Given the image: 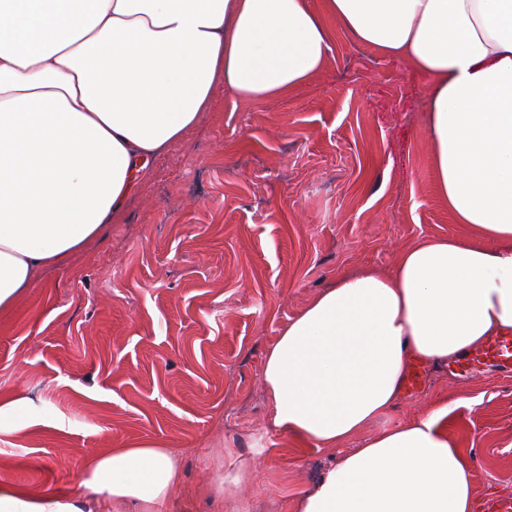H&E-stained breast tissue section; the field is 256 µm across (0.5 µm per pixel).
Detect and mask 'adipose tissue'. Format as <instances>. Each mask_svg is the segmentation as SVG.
Returning a JSON list of instances; mask_svg holds the SVG:
<instances>
[{"instance_id": "1", "label": "adipose tissue", "mask_w": 512, "mask_h": 512, "mask_svg": "<svg viewBox=\"0 0 512 512\" xmlns=\"http://www.w3.org/2000/svg\"><path fill=\"white\" fill-rule=\"evenodd\" d=\"M338 27L423 81L437 193L466 231L345 274L289 318L263 364L269 422L337 453L295 512H476L447 399L358 435L410 360L438 369L512 335V0H0V316L121 215L221 91L287 99ZM180 483L173 450L124 445L67 494L1 480L0 512H161Z\"/></svg>"}]
</instances>
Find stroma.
<instances>
[{
  "label": "stroma",
  "instance_id": "stroma-1",
  "mask_svg": "<svg viewBox=\"0 0 512 512\" xmlns=\"http://www.w3.org/2000/svg\"><path fill=\"white\" fill-rule=\"evenodd\" d=\"M440 202L424 90L407 68L335 31L293 100L225 93L157 158L120 217L48 269L0 321V480L61 493L83 461L127 441L179 452L165 512H293L335 454L272 429L262 370L289 317L342 274L389 272L424 236L463 233ZM421 380L362 438L447 395L474 456L477 501L512 497V374L418 364ZM254 479L211 499L231 458Z\"/></svg>",
  "mask_w": 512,
  "mask_h": 512
}]
</instances>
